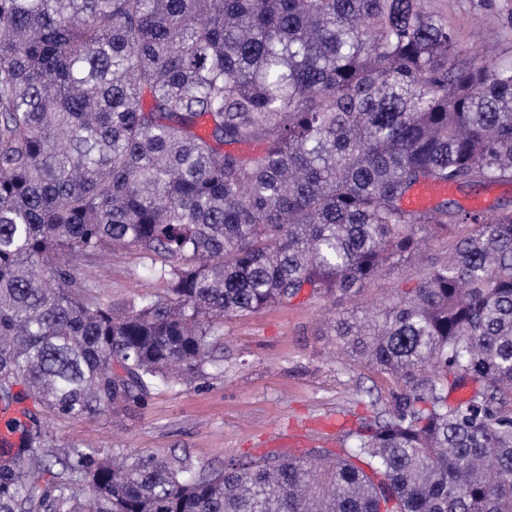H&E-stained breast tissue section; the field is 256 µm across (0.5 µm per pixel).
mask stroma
Returning <instances> with one entry per match:
<instances>
[{
    "label": "stroma",
    "mask_w": 512,
    "mask_h": 512,
    "mask_svg": "<svg viewBox=\"0 0 512 512\" xmlns=\"http://www.w3.org/2000/svg\"><path fill=\"white\" fill-rule=\"evenodd\" d=\"M464 52L495 49L512 61V0H434ZM447 199L483 210L512 211V183L453 188ZM465 226L429 239L417 257L385 267L349 295L326 300L302 294L285 307L224 322L223 375L152 394L128 414L57 420L52 428L66 443H91L129 454L189 453L196 465L218 467L231 459L269 454L302 456L308 450L344 451L338 427L368 416L369 403L387 405L390 376L341 354L329 316L359 317L388 302L396 288L421 275L434 258L447 256ZM103 298L120 302L150 292L156 281L136 252L105 259Z\"/></svg>",
    "instance_id": "stroma-1"
}]
</instances>
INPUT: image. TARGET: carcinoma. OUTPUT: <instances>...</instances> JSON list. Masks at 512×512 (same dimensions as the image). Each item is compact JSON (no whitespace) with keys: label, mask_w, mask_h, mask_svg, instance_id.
Segmentation results:
<instances>
[{"label":"carcinoma","mask_w":512,"mask_h":512,"mask_svg":"<svg viewBox=\"0 0 512 512\" xmlns=\"http://www.w3.org/2000/svg\"><path fill=\"white\" fill-rule=\"evenodd\" d=\"M503 181L512 63L461 58L431 0H0V512H512V212L457 211L446 257L332 324L398 385L341 454L117 462L47 425L223 373L225 319L448 234L413 188ZM125 249L160 290L114 305L71 256Z\"/></svg>","instance_id":"cac0c4a2"}]
</instances>
